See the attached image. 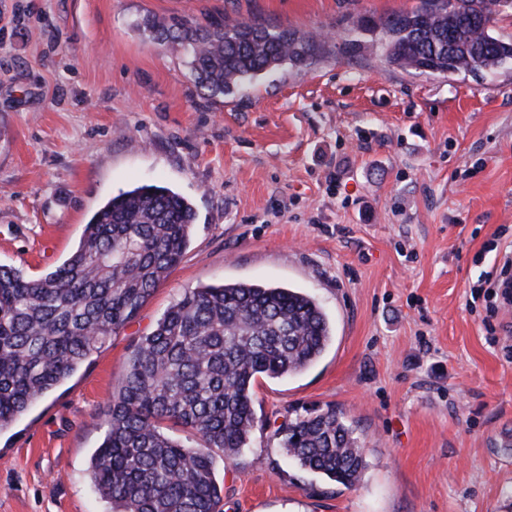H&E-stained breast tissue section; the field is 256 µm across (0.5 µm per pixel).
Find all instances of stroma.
<instances>
[{
  "instance_id": "stroma-1",
  "label": "stroma",
  "mask_w": 512,
  "mask_h": 512,
  "mask_svg": "<svg viewBox=\"0 0 512 512\" xmlns=\"http://www.w3.org/2000/svg\"><path fill=\"white\" fill-rule=\"evenodd\" d=\"M417 3L0 0V264H60L138 185L196 211L136 316L0 430V512H109L90 460L128 356L185 291L234 282L313 296L333 336L304 372L255 385L248 447L215 461L224 512H512V312L471 296L512 241V63L477 82L348 50L358 16ZM147 13L256 17L335 45L216 102L137 29ZM329 405L365 448L352 488L275 436Z\"/></svg>"
}]
</instances>
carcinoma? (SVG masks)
Here are the masks:
<instances>
[{
    "instance_id": "cac0c4a2",
    "label": "carcinoma",
    "mask_w": 512,
    "mask_h": 512,
    "mask_svg": "<svg viewBox=\"0 0 512 512\" xmlns=\"http://www.w3.org/2000/svg\"><path fill=\"white\" fill-rule=\"evenodd\" d=\"M508 10L512 0H420L409 11L356 18L348 48L378 49L406 71L489 74L512 61V39L491 34ZM137 28L182 52L210 99L243 95L286 66L315 65L331 43L256 18L153 14ZM195 220L184 197L144 184L99 208L76 250L43 275L0 265V430L135 317L182 258ZM331 336L326 313L295 288L224 283L185 292L129 357L91 458L93 483L112 512H221L214 461L247 448L258 379L305 370ZM165 422L198 441L170 436ZM275 435L302 468L348 488L360 482L364 448L336 408L307 410Z\"/></svg>"
}]
</instances>
